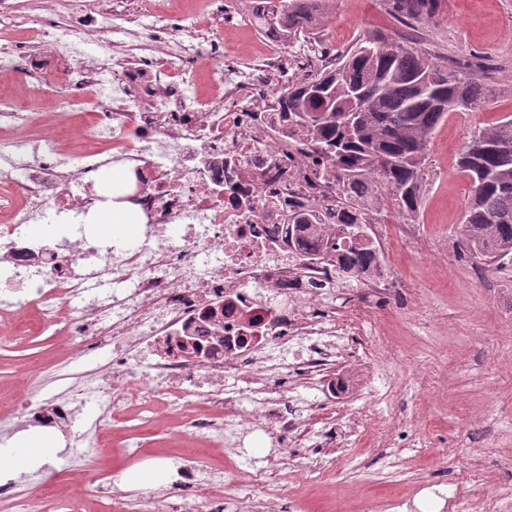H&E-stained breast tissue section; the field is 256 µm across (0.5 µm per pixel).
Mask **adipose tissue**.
Listing matches in <instances>:
<instances>
[{
    "label": "adipose tissue",
    "mask_w": 512,
    "mask_h": 512,
    "mask_svg": "<svg viewBox=\"0 0 512 512\" xmlns=\"http://www.w3.org/2000/svg\"><path fill=\"white\" fill-rule=\"evenodd\" d=\"M99 183L106 201L90 217L89 234L100 239H129L138 236L142 216L120 201L129 183L126 172L116 167L106 168L99 175Z\"/></svg>",
    "instance_id": "adipose-tissue-1"
}]
</instances>
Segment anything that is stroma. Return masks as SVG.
<instances>
[{
  "label": "stroma",
  "mask_w": 512,
  "mask_h": 512,
  "mask_svg": "<svg viewBox=\"0 0 512 512\" xmlns=\"http://www.w3.org/2000/svg\"><path fill=\"white\" fill-rule=\"evenodd\" d=\"M371 33L409 43L452 68L476 64L495 98L485 110L448 117L436 130L422 204L411 219L415 239L398 244L381 265L394 293L376 315L398 348L371 366L390 381L381 411L399 426L389 451L400 480L391 482L382 457L363 447L351 482L318 484L302 512L342 506L370 512L378 496L440 512L442 501L422 487L425 479L465 482L479 498L496 486L512 488V264L489 266L461 254L460 220L471 188L456 166L476 128L512 113V0H433L430 12L415 17L398 13L394 0H331L316 38L338 53ZM110 359L107 347L90 357L68 353L49 328L0 338V404L16 400L18 376L29 364L38 367L35 387L51 390ZM371 366L351 358L344 372L361 381ZM412 441L422 442V450L403 454ZM474 471L481 481H470ZM8 480L30 494L56 480L86 490L83 473L68 468L61 451Z\"/></svg>",
  "instance_id": "obj_1"
}]
</instances>
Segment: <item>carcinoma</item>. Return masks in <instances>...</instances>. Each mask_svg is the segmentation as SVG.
Listing matches in <instances>:
<instances>
[{
    "label": "carcinoma",
    "instance_id": "obj_1",
    "mask_svg": "<svg viewBox=\"0 0 512 512\" xmlns=\"http://www.w3.org/2000/svg\"><path fill=\"white\" fill-rule=\"evenodd\" d=\"M327 0H257L252 21L292 43L306 34L295 20L324 16ZM336 67L301 85L288 84L286 108L316 132L321 151L347 196L372 194L373 179L386 202L409 216L422 203L430 141L450 112L489 105L492 92L476 75L450 70L384 37L359 40L334 56ZM471 185L462 218L465 254L489 263L512 262V115L475 131L457 160ZM358 275L375 262L370 244L341 255Z\"/></svg>",
    "mask_w": 512,
    "mask_h": 512
}]
</instances>
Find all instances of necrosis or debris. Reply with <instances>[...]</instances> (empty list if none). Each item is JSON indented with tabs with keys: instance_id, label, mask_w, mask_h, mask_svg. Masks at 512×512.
Segmentation results:
<instances>
[{
	"instance_id": "4bbe7bcc",
	"label": "necrosis or debris",
	"mask_w": 512,
	"mask_h": 512,
	"mask_svg": "<svg viewBox=\"0 0 512 512\" xmlns=\"http://www.w3.org/2000/svg\"><path fill=\"white\" fill-rule=\"evenodd\" d=\"M17 15L0 0V73L21 95H0V282L16 327L54 328L82 355L108 342V371L66 392L15 401L24 426L61 433L85 458L107 455L102 439L123 426V453L164 424L196 454L182 477L189 500L112 496L107 512H237L232 463L213 467L204 449L251 422L282 447L253 465L254 487L292 448L304 449L302 480L320 483L344 450L336 421L314 429L311 400L347 397L348 436L363 439L365 409L390 395L384 375L360 386L340 377L344 352L395 351L376 317L393 288L382 270L360 274V299L336 297L345 272L337 253L362 226L377 260L412 225L380 206L348 207L319 163L311 131L282 109L286 80L330 67V56L262 40L250 23L225 29L212 0H30ZM55 110L38 126L29 101ZM114 163L135 181L144 219L139 242L104 258L82 240L31 239L35 219L67 223L103 201L94 173ZM81 194H72L71 182ZM315 224L289 239L299 208ZM166 387L149 391L148 377ZM97 408L74 430L82 408ZM9 512H82L58 484L39 497L0 485Z\"/></svg>"
}]
</instances>
